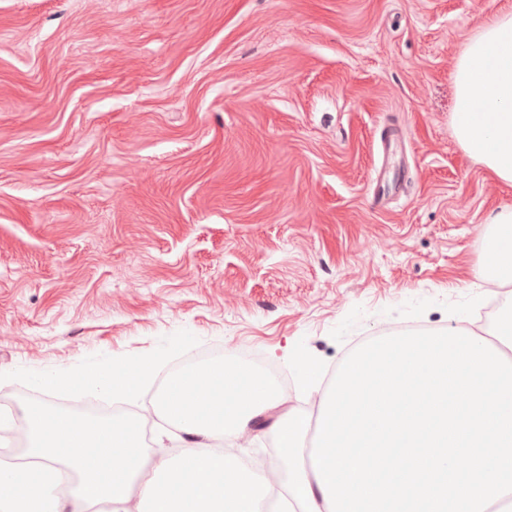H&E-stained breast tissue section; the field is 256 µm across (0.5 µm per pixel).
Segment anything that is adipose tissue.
Wrapping results in <instances>:
<instances>
[{
  "mask_svg": "<svg viewBox=\"0 0 512 512\" xmlns=\"http://www.w3.org/2000/svg\"><path fill=\"white\" fill-rule=\"evenodd\" d=\"M451 125L461 148L497 180L512 185V13L481 25L458 55ZM475 275L487 291L512 286V206L490 217ZM266 376L226 359L177 374L157 411L186 437L175 458H150L129 420H75L29 408L19 463L0 462V512H262L284 487L298 512H328L305 454L308 415L285 413L270 430L280 463L270 474L225 454L257 418L279 405Z\"/></svg>",
  "mask_w": 512,
  "mask_h": 512,
  "instance_id": "obj_1",
  "label": "adipose tissue"
}]
</instances>
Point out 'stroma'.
<instances>
[{
  "label": "stroma",
  "instance_id": "obj_1",
  "mask_svg": "<svg viewBox=\"0 0 512 512\" xmlns=\"http://www.w3.org/2000/svg\"><path fill=\"white\" fill-rule=\"evenodd\" d=\"M512 0H0V408H153L243 348L311 412L346 357L490 329L455 60ZM163 356L129 398L80 374ZM315 365L302 371L295 356Z\"/></svg>",
  "mask_w": 512,
  "mask_h": 512
}]
</instances>
